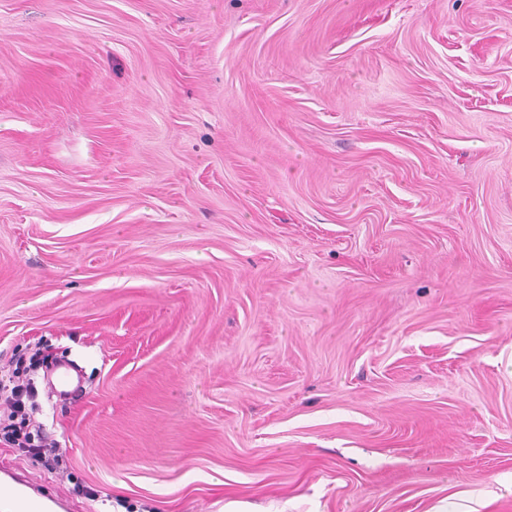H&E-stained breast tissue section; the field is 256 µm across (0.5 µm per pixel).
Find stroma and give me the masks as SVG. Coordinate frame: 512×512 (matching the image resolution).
<instances>
[{
    "label": "stroma",
    "mask_w": 512,
    "mask_h": 512,
    "mask_svg": "<svg viewBox=\"0 0 512 512\" xmlns=\"http://www.w3.org/2000/svg\"><path fill=\"white\" fill-rule=\"evenodd\" d=\"M34 347L67 512H512V0H0ZM50 386L58 395H73L79 387L78 376L73 373V369L69 364L60 365L50 378Z\"/></svg>",
    "instance_id": "obj_1"
}]
</instances>
